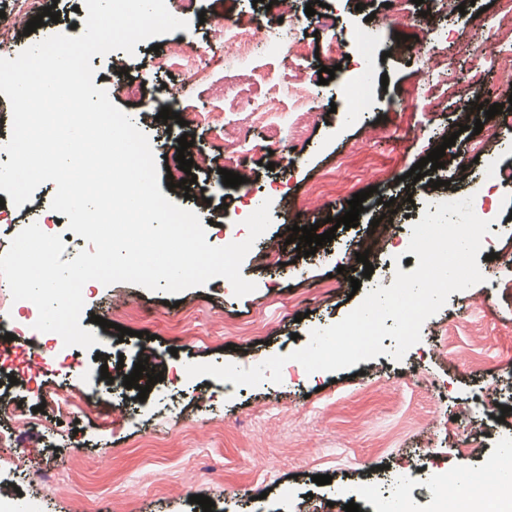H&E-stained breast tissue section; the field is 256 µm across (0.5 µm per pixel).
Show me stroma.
<instances>
[{
    "label": "stroma",
    "mask_w": 512,
    "mask_h": 512,
    "mask_svg": "<svg viewBox=\"0 0 512 512\" xmlns=\"http://www.w3.org/2000/svg\"><path fill=\"white\" fill-rule=\"evenodd\" d=\"M308 2L293 0L301 21L292 31L294 38L305 40L308 55L292 61L258 39L249 65L252 75L241 87L225 80L235 60L221 23L249 13L259 26L275 24L278 11L264 0H166L174 16L188 21V29L138 43L131 56L119 50L92 57L94 85L148 135L162 187L168 183L165 157L184 130L176 120H158L161 108L214 109L236 100L237 108L225 110L224 119L228 129L247 130L244 163L251 193L224 186L213 169L198 172L190 193L169 190L167 197L207 221L206 239L213 246L247 238L250 202L271 200V224L243 261L241 274L256 289L240 298L220 277L175 295L130 283L90 282L85 313L109 318L113 302L122 300L139 307L144 318L134 323V335L124 337L93 325L96 349L74 350L82 375L55 367L34 373L30 360L34 345L44 342L40 336L10 341L0 353V390H11V378L29 380L24 410L40 406L44 391L64 384L107 416L101 425L84 414L61 418L49 411L29 434L0 416V482L35 500L36 512H74L88 488L107 497L116 512L131 502L136 512H202L191 501L199 494L212 499L214 512H302L308 498L316 504L338 498L355 502L362 512H384L381 499L369 489L388 470L416 473L411 488L415 512H436L435 478L482 474L487 458L512 439V295L490 294L485 284L500 271L496 260L480 261L483 282L452 293L423 324L420 342L402 361L382 354L333 373H304L292 382L266 381L256 387L186 374L190 363L232 362L247 369L290 354L298 346L297 336L320 323L333 325L357 307L370 282L396 267L414 270L413 257L392 249L380 252L371 278H364V266L356 261V250L370 243L372 220L387 214L386 201L394 203L390 234L397 237L421 221L432 182L449 181L455 194L469 196L474 184L484 183L488 158L512 166V122L502 123L501 142L482 148L470 131L484 119L485 107L508 101L492 66H485L480 81L469 77L488 47L463 53L449 44L447 61L434 66L417 39L424 29L469 32L478 18L495 17L498 0H459L460 9L445 15L425 14L415 5L407 18L391 14L385 0H325L344 42L336 58L341 68L328 84L312 86L313 119L307 137L297 140L288 131L292 76L300 69L317 75L321 61L314 52L328 42L316 17L306 16ZM371 29L377 34L370 72L375 100L372 110L356 119L347 75L359 52L346 35ZM399 33L404 41H396ZM155 43L166 50L179 43L204 51L211 60L209 82L188 81L177 71L144 77ZM131 79L142 81L140 97L123 93ZM414 83L431 87L430 97L404 102L405 89ZM178 85L186 96L181 105L167 94ZM270 124L279 129L273 145L263 140ZM451 135L457 138V151L444 156L443 168L419 181L408 180L413 165ZM285 156L293 160L288 172L269 170V163ZM375 166L390 171V184L377 185L371 172ZM327 172L348 183L352 192L370 190L357 226L338 228L335 239L315 255L299 257L289 244L281 246L279 258L269 257L267 243L288 227L348 211L347 198L307 194V186ZM55 190L54 182H45L31 201L10 207L11 227L0 226V254L17 232L41 217ZM355 279L362 284L357 292L351 287ZM146 334L152 337L147 344L142 341ZM147 350L167 369L146 401L138 400L137 389L107 387L101 367L136 362ZM489 386L496 387L500 404L493 411L480 401ZM201 394L206 404H199ZM465 404L474 407L488 432L486 459L467 455L449 428L452 415ZM436 409L442 414L438 428L429 419ZM148 435L156 437L157 447H143ZM318 475L331 476V483L316 484Z\"/></svg>",
    "instance_id": "1"
}]
</instances>
